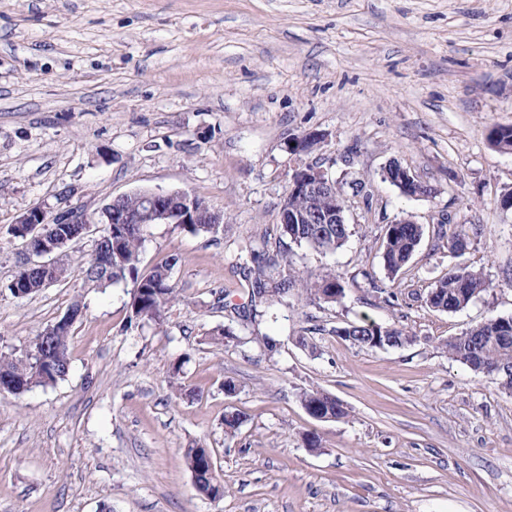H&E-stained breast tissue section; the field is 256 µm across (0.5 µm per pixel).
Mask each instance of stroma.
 I'll return each mask as SVG.
<instances>
[{
	"label": "stroma",
	"instance_id": "stroma-1",
	"mask_svg": "<svg viewBox=\"0 0 512 512\" xmlns=\"http://www.w3.org/2000/svg\"><path fill=\"white\" fill-rule=\"evenodd\" d=\"M496 125L512 126V0H0V353H28L84 306L67 376L0 394V512H512V395L441 348L512 316V153L491 146ZM306 133L321 142L289 154ZM393 160L433 194L383 180ZM306 164L364 184L333 252L280 235L288 172ZM136 189L224 213L211 233L145 226L140 272L173 263L163 322L133 318L132 279L84 278L93 233L70 248L69 276L11 291L19 216L92 213ZM406 214L423 236L391 277L386 231ZM272 253L267 288L295 285L250 305ZM464 266L490 288L432 308ZM323 270L338 302L300 282ZM360 320L413 340L337 336ZM311 389L346 417L310 416ZM198 445L222 498L194 485L183 451Z\"/></svg>",
	"mask_w": 512,
	"mask_h": 512
}]
</instances>
